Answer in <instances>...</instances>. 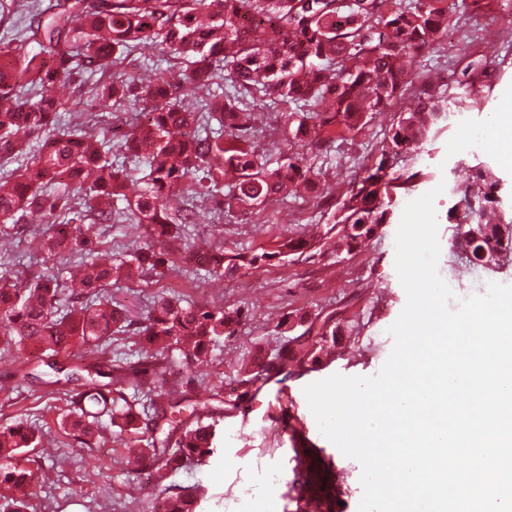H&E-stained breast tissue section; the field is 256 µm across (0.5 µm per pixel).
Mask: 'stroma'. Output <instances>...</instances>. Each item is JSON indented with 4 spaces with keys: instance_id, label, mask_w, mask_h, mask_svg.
Masks as SVG:
<instances>
[{
    "instance_id": "1",
    "label": "stroma",
    "mask_w": 512,
    "mask_h": 512,
    "mask_svg": "<svg viewBox=\"0 0 512 512\" xmlns=\"http://www.w3.org/2000/svg\"><path fill=\"white\" fill-rule=\"evenodd\" d=\"M508 41L512 42V0H482L481 9L460 12L457 26L438 46L408 61L411 75L432 77L437 92L448 101V118L441 122L432 141L398 161V171H417L423 178L413 191L398 197L397 205L405 207L410 200L443 186V193L434 201L441 249L438 273L442 280L452 282L459 299L483 292L491 282L512 284V254L486 269L470 265L449 247L455 229L453 218L466 210L460 190L481 168L495 170L500 180L497 207L512 217V165L501 162L495 146L472 151L460 133L464 126L493 127L499 113L512 104V51L502 49ZM475 59L489 76L486 89L472 98L467 93L471 80L464 69ZM399 109L396 103L385 109L365 135L339 136L326 149L303 151V165L320 175V193L338 197L352 178L371 169ZM285 110V105H272L254 136L269 168L277 167L289 151L281 119ZM327 222L324 207L309 195L297 193L238 219L203 212L198 223L186 225L185 239L191 244L213 240L229 256L249 254L291 235L315 233ZM396 231V224L383 225L368 246L340 261L305 253L285 262L244 269L234 281L176 269L112 285L113 301L125 305L140 320L154 298L162 294L178 296L189 304L239 308L246 314L236 331L214 346L209 363L195 370L196 377L205 383L223 385L225 400L238 403L220 424L223 445L206 465L190 467L170 479L176 486L202 489L201 512H237V499L247 491L258 497L270 496L274 512H302L308 489L300 464L289 451L295 441L324 449L342 477L340 484L322 492L325 512H358L361 466L320 433L303 389L334 374L375 375L386 361L393 346L388 329L406 304V293L395 270ZM59 264V259L47 257L27 238L0 249V270L9 269L12 276L21 279L51 272ZM332 312L344 328L332 363L311 370L292 367L278 384L247 380L245 370L256 352L276 355L284 342V335L276 328L278 321L296 313L314 318ZM30 357L27 349H0V426L18 421L32 425L55 455L47 457L39 447L26 449L30 468L37 472L59 460L63 472L52 484H34L29 512H139L160 499L162 487L135 473L127 436L108 428L97 443L84 446L59 426L67 404L63 390H50L35 379L16 386L12 374ZM281 414L292 420L295 435L276 431L273 419ZM272 469L282 473L283 481L270 490L260 478Z\"/></svg>"
}]
</instances>
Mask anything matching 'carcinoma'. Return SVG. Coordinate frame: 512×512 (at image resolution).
I'll return each instance as SVG.
<instances>
[{
  "mask_svg": "<svg viewBox=\"0 0 512 512\" xmlns=\"http://www.w3.org/2000/svg\"><path fill=\"white\" fill-rule=\"evenodd\" d=\"M448 2L417 0L389 9L387 0H54L50 13L30 14L26 33L41 51L30 55L21 44L0 49V224L15 229L29 215L45 214L49 228L37 249L60 258L62 267L25 281L0 276V345H32L49 359L48 368L77 383L60 419L66 433L90 445L100 436L102 413L121 432L151 430L134 469L159 485L185 464L209 459L224 400L211 389L193 401L172 402L164 399L161 380L185 373L194 390L191 365L233 332L242 310L161 296L147 321L137 323L107 288L181 264L231 280L243 267L314 249L302 237H289L260 254L227 257L220 247L182 246L183 225L194 223L198 201L248 215L280 195L315 192V174L297 155L273 169L259 161L252 138L261 110L270 102L294 106L285 120L291 143L302 150H321L338 133L362 134L375 113L405 95L402 59L439 44L457 21ZM145 44L182 66L147 79L126 76L131 55ZM83 73L97 76L85 101L87 119L65 123L69 101L55 95V86ZM226 75L233 91L210 95ZM25 85L38 88L35 101L17 93ZM325 100L326 112L303 110ZM103 102L135 109L120 141L112 140L105 115L94 112ZM446 112L448 102L423 82L420 95L400 110L373 170L351 180L342 199L330 204L331 255L352 254L391 223L399 191L422 178L396 174L395 161L432 139ZM129 152L145 164L144 187L134 196L128 194ZM496 187L487 167L465 185L464 197L486 202ZM176 191L190 193L191 202L170 210L165 200ZM480 212L470 208L455 232L478 266L501 247V224L483 221ZM118 221L144 224L148 236L114 260L94 239L100 225ZM68 272L79 291L62 307ZM341 332L328 315L293 338L278 359L314 366ZM127 333L141 337V357L133 363L109 360L80 369L57 363L75 347L102 350L112 335ZM130 388L160 399L153 425L127 399ZM40 442L30 426L0 429V501L10 512H25L36 474L22 453ZM164 492L163 512H196V490Z\"/></svg>",
  "mask_w": 512,
  "mask_h": 512,
  "instance_id": "cac0c4a2",
  "label": "carcinoma"
}]
</instances>
